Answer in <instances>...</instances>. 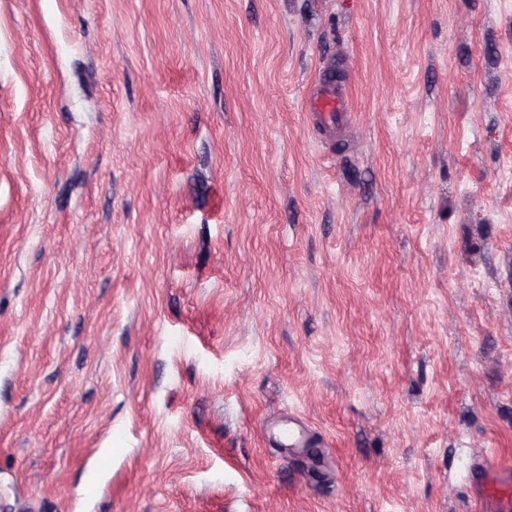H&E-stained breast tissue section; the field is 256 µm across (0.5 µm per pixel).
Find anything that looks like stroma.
Returning a JSON list of instances; mask_svg holds the SVG:
<instances>
[{
  "label": "stroma",
  "mask_w": 512,
  "mask_h": 512,
  "mask_svg": "<svg viewBox=\"0 0 512 512\" xmlns=\"http://www.w3.org/2000/svg\"><path fill=\"white\" fill-rule=\"evenodd\" d=\"M483 449L512 0H0V512H473ZM346 109V100L336 91L331 66L323 62L313 88L307 93L305 112L311 124L326 138L334 133L336 125L347 116Z\"/></svg>",
  "instance_id": "obj_1"
}]
</instances>
